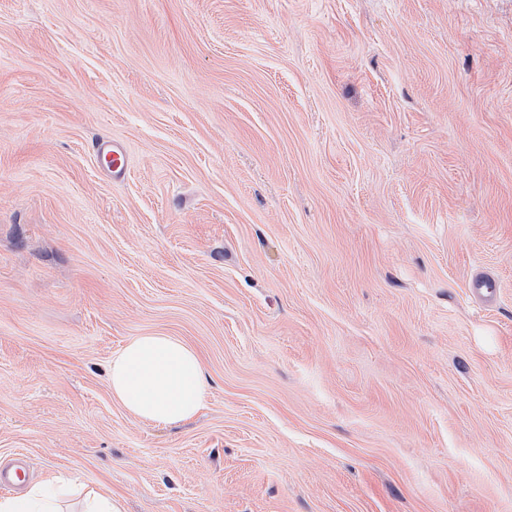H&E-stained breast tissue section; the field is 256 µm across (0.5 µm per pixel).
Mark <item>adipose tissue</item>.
<instances>
[{"mask_svg":"<svg viewBox=\"0 0 512 512\" xmlns=\"http://www.w3.org/2000/svg\"><path fill=\"white\" fill-rule=\"evenodd\" d=\"M112 398L138 422L177 425L192 420L206 396L197 351L176 336L132 338L109 365Z\"/></svg>","mask_w":512,"mask_h":512,"instance_id":"adipose-tissue-1","label":"adipose tissue"}]
</instances>
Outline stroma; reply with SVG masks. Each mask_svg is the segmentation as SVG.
I'll list each match as a JSON object with an SVG mask.
<instances>
[{"label":"stroma","mask_w":512,"mask_h":512,"mask_svg":"<svg viewBox=\"0 0 512 512\" xmlns=\"http://www.w3.org/2000/svg\"><path fill=\"white\" fill-rule=\"evenodd\" d=\"M152 332L186 424L112 399ZM20 450L63 512H512V0H0ZM96 150L99 154H104L109 158L112 176L119 177L124 175L127 170L128 161L126 151L120 144L103 140L96 144ZM112 399L138 422L177 425L203 406L207 379L197 351L177 336H135L109 365ZM84 500L82 512H125L120 497L90 491L85 494Z\"/></svg>","instance_id":"35a3bbf8"}]
</instances>
